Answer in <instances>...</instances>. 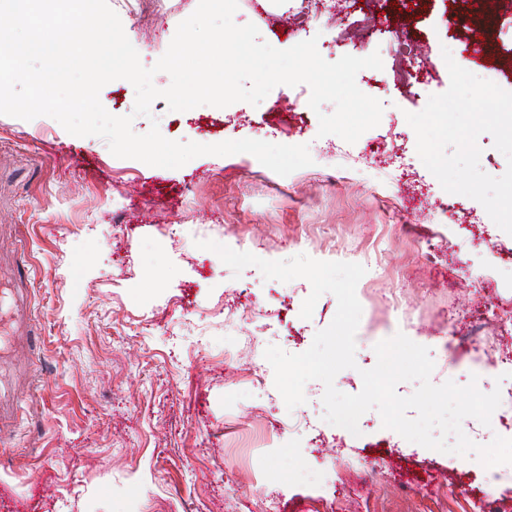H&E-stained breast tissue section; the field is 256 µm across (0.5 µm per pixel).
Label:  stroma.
Listing matches in <instances>:
<instances>
[{
	"mask_svg": "<svg viewBox=\"0 0 512 512\" xmlns=\"http://www.w3.org/2000/svg\"><path fill=\"white\" fill-rule=\"evenodd\" d=\"M108 3L149 68L198 0ZM373 6L312 0L302 20L299 0H238L233 17L280 50L316 39L329 62L384 51L409 23L417 83H397L387 66L361 70L358 88L384 111L355 143L319 136L333 104L314 112L287 85L256 106L174 112L159 98L133 122L181 142L308 145L312 165L286 176L247 153L153 167L51 117L0 115V262L28 264L26 326L37 335L32 347L12 337L18 356L0 385V512H267L272 498L281 512H474L480 500L484 512H512V485L492 483L477 458L408 442L374 409L356 435L325 422L321 382L287 409L264 351L308 350L336 298L301 318L306 279L268 280L254 266L237 276L198 246L365 267L357 366L336 375L341 392L361 391L375 345L399 332L429 348L436 385L481 372L475 355L488 343L512 359V235L442 189L405 119L448 89L446 47L512 92V0L491 39L447 0H392L363 41L357 20ZM393 288L401 320L386 308Z\"/></svg>",
	"mask_w": 512,
	"mask_h": 512,
	"instance_id": "35a3bbf8",
	"label": "stroma"
}]
</instances>
